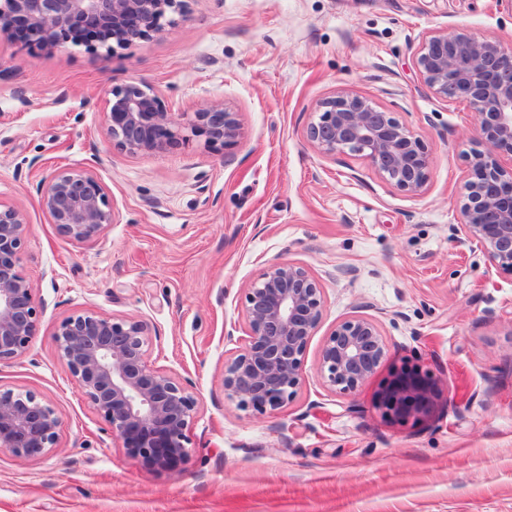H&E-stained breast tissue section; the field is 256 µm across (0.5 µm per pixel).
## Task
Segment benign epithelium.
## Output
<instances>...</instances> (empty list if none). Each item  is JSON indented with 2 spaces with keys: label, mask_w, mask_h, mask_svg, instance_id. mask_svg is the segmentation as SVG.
<instances>
[{
  "label": "benign epithelium",
  "mask_w": 512,
  "mask_h": 512,
  "mask_svg": "<svg viewBox=\"0 0 512 512\" xmlns=\"http://www.w3.org/2000/svg\"><path fill=\"white\" fill-rule=\"evenodd\" d=\"M183 0H0V34L51 51L63 43L100 46L134 42L165 32ZM420 80L450 102L476 112L478 148L466 156L461 242L476 247L487 270L512 277V47L465 27L430 31L414 54ZM106 134L131 154H161L182 130L229 155L242 135L240 115L222 102L195 112H170L144 81L110 90ZM306 138L323 157L355 156L405 196L424 193L433 162L424 140L368 98L341 89L319 100ZM37 196L50 223L68 239L94 244L115 222L111 196L87 167L41 178ZM26 214L0 203V364L21 358L42 311L19 270L27 236ZM247 336L224 363V397L253 415L273 414L304 382L308 344L324 315V288L304 265H265L241 291ZM59 358L83 396L126 455L156 472L183 465L198 401L188 385L150 361L151 332L142 320L85 311L65 317L54 331ZM380 323L354 315L337 322L319 350L322 385L352 397L387 361ZM444 397L440 382L418 362L393 367L376 401L388 423L416 424ZM62 419L31 390L0 388V449L26 461L57 447Z\"/></svg>",
  "instance_id": "7a95c632"
}]
</instances>
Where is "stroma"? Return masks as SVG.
Wrapping results in <instances>:
<instances>
[{
    "label": "stroma",
    "mask_w": 512,
    "mask_h": 512,
    "mask_svg": "<svg viewBox=\"0 0 512 512\" xmlns=\"http://www.w3.org/2000/svg\"><path fill=\"white\" fill-rule=\"evenodd\" d=\"M456 27L512 44V5L185 0L163 35L110 52L0 37V201L27 216L21 272L42 310L0 387L36 391L63 420L42 460L0 451V512H512V279L458 241L476 115L438 98L412 61L422 34ZM135 79L173 112H239L232 155L197 139L162 154L112 145L105 102ZM343 88L428 145L423 195L308 143L313 106ZM65 167L94 169L112 194L117 219L97 244L61 236L39 206L37 181ZM288 260L321 280L323 321L296 399L255 416L225 400L224 361L246 336L242 288ZM87 310L146 321L154 365L198 398L180 470L128 458L61 363L54 330ZM354 314L380 321L390 355L349 399L322 385L316 361ZM416 358L447 402L387 423L377 393L391 365Z\"/></svg>",
    "instance_id": "stroma-1"
}]
</instances>
